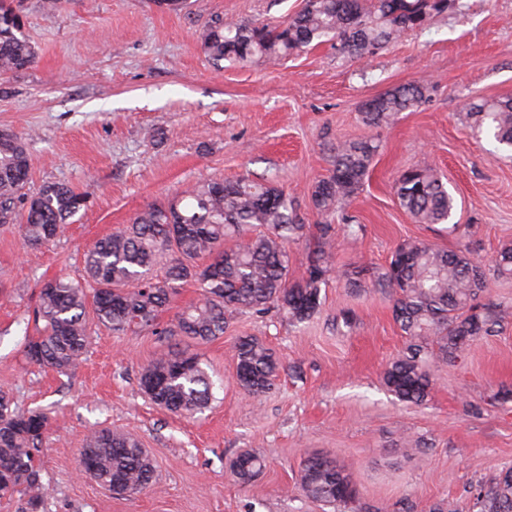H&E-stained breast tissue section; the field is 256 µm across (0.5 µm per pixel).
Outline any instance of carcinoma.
<instances>
[{"mask_svg": "<svg viewBox=\"0 0 512 512\" xmlns=\"http://www.w3.org/2000/svg\"><path fill=\"white\" fill-rule=\"evenodd\" d=\"M421 9V0H306L304 9L276 25L218 17L203 32L201 47L217 67L288 56L331 41L343 53L364 58L420 28ZM36 56L19 12L11 0H0V75L30 67ZM426 91L423 83L395 87L363 107V121L380 127L421 103ZM468 115L499 149L512 151V98L472 103ZM377 151L372 138L336 145L334 168L316 181L311 196L323 217L315 225L317 249L296 276L290 275L287 246L304 235L306 225L292 201L270 182L248 176L211 178L166 205L147 206L130 223L88 246L83 281L58 277L41 284L32 310L36 336L25 345L26 359L61 374L76 368L93 323L115 333L138 328L204 344L224 335L228 318L240 308L262 313L275 305L292 323L309 320L321 306L322 286L333 271L336 206L361 189ZM29 171L25 143L12 133H0V224H18L28 244L47 245L86 206L88 195L56 182L32 193ZM395 194L414 222L446 224L450 234L459 229L451 222L454 197L432 171L399 172ZM252 226L264 231L249 236ZM159 265L166 268L162 280L153 277ZM509 277L511 245L501 248L493 268L485 269L466 246L444 250L427 242H403L385 267L372 271V281L390 290L393 318L406 339L383 373L384 385L397 401L423 404L434 368L460 359L474 341L503 331L512 303L497 302L486 293L490 279ZM187 282L200 288L202 299L158 329L159 313ZM235 357L242 392L252 398L266 393L280 368L272 349L244 336ZM140 387L154 404L173 413H193L212 397L198 357L186 352L163 353L144 366ZM47 424L45 414L23 411L0 392V501L25 496L27 512H40L48 495L39 464ZM79 460L115 494L143 493L154 484L153 459L124 433L93 431ZM263 465L260 455L245 450L232 461L230 473L238 484L248 485ZM299 488L337 512H385L357 504L348 466L325 454L304 459ZM474 508L512 512V469L478 485Z\"/></svg>", "mask_w": 512, "mask_h": 512, "instance_id": "obj_1", "label": "carcinoma"}]
</instances>
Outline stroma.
Instances as JSON below:
<instances>
[{"label":"stroma","instance_id":"stroma-1","mask_svg":"<svg viewBox=\"0 0 512 512\" xmlns=\"http://www.w3.org/2000/svg\"><path fill=\"white\" fill-rule=\"evenodd\" d=\"M38 56L0 75V131L25 142L30 191L61 182L88 193L60 239L26 245L18 225H0V391L48 418L41 460L49 494L43 512H325L299 489L301 465L321 452L348 465L360 503L400 498L418 512H473L477 485L512 468V324L442 366L421 406L393 400L387 363L404 345L386 291L349 293L341 277L381 267L403 242L468 246L491 264L512 245V155L475 137L467 117L477 99L512 98V0H450L368 59L328 43L245 67L215 68L200 38L212 19L278 23L303 0H16ZM426 81V99L385 126L362 120L364 103ZM379 145L362 189L337 208L335 271L319 310L294 324L276 309L233 313L220 338L194 346L215 383L201 412L176 416L142 392V366L166 350L145 331L93 328L83 361L62 375L26 361L29 322L43 280L83 273L93 239L128 224L151 204L197 180L267 179L293 200L307 225L321 223L311 193L333 168L337 144ZM433 170L452 193L463 238L415 223L399 206V170ZM350 321H343L344 310ZM255 336L282 368L259 399L236 383L239 337ZM137 438L151 454V491L116 496L78 472L93 430ZM426 448L404 457L402 439ZM245 450L265 466L247 486L230 464Z\"/></svg>","mask_w":512,"mask_h":512}]
</instances>
